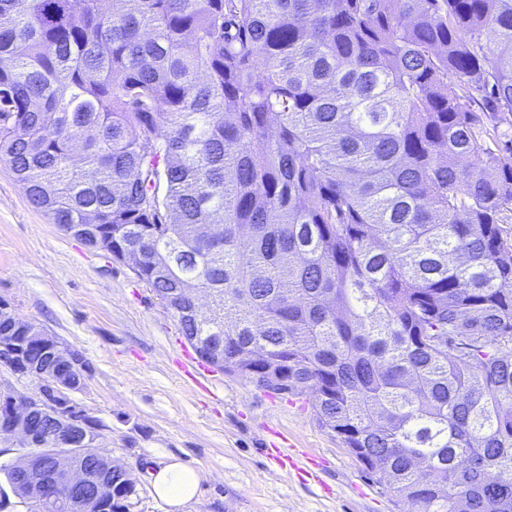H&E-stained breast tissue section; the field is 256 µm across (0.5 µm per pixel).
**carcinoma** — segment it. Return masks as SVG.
Returning a JSON list of instances; mask_svg holds the SVG:
<instances>
[{"label":"carcinoma","mask_w":512,"mask_h":512,"mask_svg":"<svg viewBox=\"0 0 512 512\" xmlns=\"http://www.w3.org/2000/svg\"><path fill=\"white\" fill-rule=\"evenodd\" d=\"M101 2L0 0L30 203L142 252L195 352L315 394L376 485L512 512V0ZM95 464L87 512H125L135 483Z\"/></svg>","instance_id":"cac0c4a2"}]
</instances>
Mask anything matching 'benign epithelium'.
<instances>
[{
  "label": "benign epithelium",
  "mask_w": 512,
  "mask_h": 512,
  "mask_svg": "<svg viewBox=\"0 0 512 512\" xmlns=\"http://www.w3.org/2000/svg\"><path fill=\"white\" fill-rule=\"evenodd\" d=\"M0 315L10 323L8 331L0 335V368L16 376L20 375L23 346L28 340L35 341L49 354L50 360L43 367L27 372V377L39 379L43 375L51 376L56 395V400L50 401L39 389L22 393L12 387H0V405L9 411L7 435L18 438L23 448V452L16 458L19 477L26 481L31 501L40 508L45 509L54 503L63 502L69 512H83L88 502L96 497L97 491L87 470L68 463L67 454L63 453L55 458L56 471L60 473V477L54 481L43 479L40 472L46 462H37L24 452L36 440L29 421L35 412L52 423L53 431L47 435V439L59 446L68 445L72 435L87 432L90 424L96 422V419L70 397V393L76 391L77 387L70 385L67 372L83 371L81 358L56 337L19 318L2 299Z\"/></svg>",
  "instance_id": "benign-epithelium-1"
}]
</instances>
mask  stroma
<instances>
[{"label": "stroma", "mask_w": 512, "mask_h": 512, "mask_svg": "<svg viewBox=\"0 0 512 512\" xmlns=\"http://www.w3.org/2000/svg\"><path fill=\"white\" fill-rule=\"evenodd\" d=\"M0 298L87 364L73 399L103 426L99 450L136 483L129 512H167L151 474L173 459L200 476L185 512H420L320 426L314 394L193 374L173 313L125 263L34 208L3 163Z\"/></svg>", "instance_id": "stroma-1"}]
</instances>
